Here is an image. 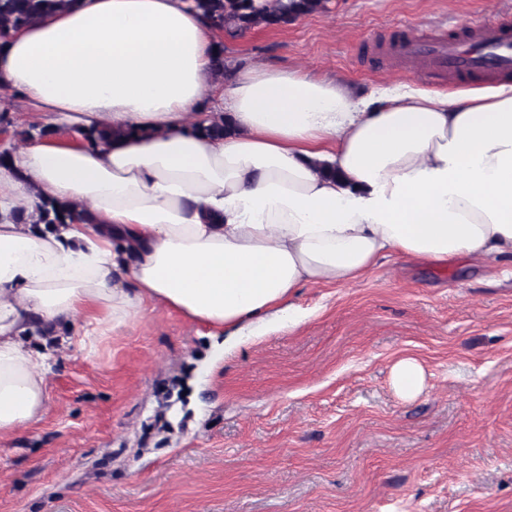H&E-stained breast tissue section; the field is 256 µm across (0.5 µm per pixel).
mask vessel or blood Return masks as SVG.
I'll return each instance as SVG.
<instances>
[{
    "mask_svg": "<svg viewBox=\"0 0 512 512\" xmlns=\"http://www.w3.org/2000/svg\"><path fill=\"white\" fill-rule=\"evenodd\" d=\"M393 57L409 72L455 78L463 74L512 72V34L502 19L492 16L470 27L464 35L431 38L406 27L390 46Z\"/></svg>",
    "mask_w": 512,
    "mask_h": 512,
    "instance_id": "b4317fda",
    "label": "vessel or blood"
}]
</instances>
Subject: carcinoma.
Masks as SVG:
<instances>
[{"label": "carcinoma", "instance_id": "carcinoma-1", "mask_svg": "<svg viewBox=\"0 0 512 512\" xmlns=\"http://www.w3.org/2000/svg\"><path fill=\"white\" fill-rule=\"evenodd\" d=\"M71 0H0V42L7 41L13 32L40 19L47 10L64 6ZM328 0H191V5L217 32L236 37L254 26H270L287 18L322 13ZM230 121L221 117L203 132L221 138L231 132ZM86 219V212L74 204L46 199L42 202L34 224H42L55 231L66 224Z\"/></svg>", "mask_w": 512, "mask_h": 512}]
</instances>
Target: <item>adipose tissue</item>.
<instances>
[{
	"label": "adipose tissue",
	"instance_id": "adipose-tissue-1",
	"mask_svg": "<svg viewBox=\"0 0 512 512\" xmlns=\"http://www.w3.org/2000/svg\"><path fill=\"white\" fill-rule=\"evenodd\" d=\"M187 0H71L0 46L17 94L68 140L0 164V439L41 419L60 329L92 351L158 303L250 332L307 284L351 283L388 254L512 259V81L360 94L302 68L233 66ZM227 117L232 133L202 132ZM125 130L109 142L101 129ZM88 221L17 220L42 199Z\"/></svg>",
	"mask_w": 512,
	"mask_h": 512
}]
</instances>
